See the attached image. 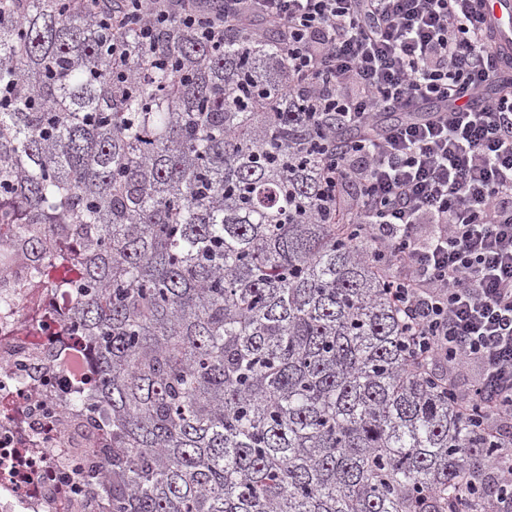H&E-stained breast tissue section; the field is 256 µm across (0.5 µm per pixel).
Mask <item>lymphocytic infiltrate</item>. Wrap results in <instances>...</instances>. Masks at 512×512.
Segmentation results:
<instances>
[{"label":"lymphocytic infiltrate","instance_id":"1","mask_svg":"<svg viewBox=\"0 0 512 512\" xmlns=\"http://www.w3.org/2000/svg\"><path fill=\"white\" fill-rule=\"evenodd\" d=\"M73 0L144 44L179 20L219 44L276 29L327 142L324 205L373 243L416 369L446 367L462 410L498 438L512 424V78L498 74L478 0ZM474 368L468 381L460 372Z\"/></svg>","mask_w":512,"mask_h":512}]
</instances>
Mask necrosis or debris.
Segmentation results:
<instances>
[{"label":"necrosis or debris","instance_id":"1","mask_svg":"<svg viewBox=\"0 0 512 512\" xmlns=\"http://www.w3.org/2000/svg\"><path fill=\"white\" fill-rule=\"evenodd\" d=\"M0 264V512H106L81 477L109 436L71 407L72 375L59 359L73 342L60 290L37 275L33 258L4 247Z\"/></svg>","mask_w":512,"mask_h":512}]
</instances>
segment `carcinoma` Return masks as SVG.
I'll use <instances>...</instances> for the list:
<instances>
[{
	"instance_id": "obj_1",
	"label": "carcinoma",
	"mask_w": 512,
	"mask_h": 512,
	"mask_svg": "<svg viewBox=\"0 0 512 512\" xmlns=\"http://www.w3.org/2000/svg\"><path fill=\"white\" fill-rule=\"evenodd\" d=\"M275 31L177 21L120 50L65 0H0V225L93 346L111 512H496L475 432L410 369L368 238L317 221L320 144Z\"/></svg>"
}]
</instances>
